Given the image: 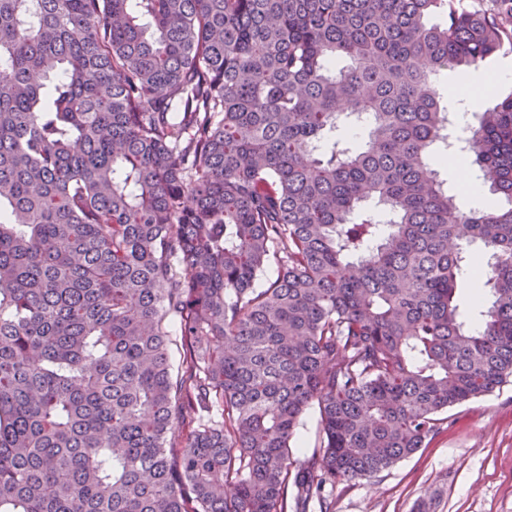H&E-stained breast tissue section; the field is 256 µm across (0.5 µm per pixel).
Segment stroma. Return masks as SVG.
Instances as JSON below:
<instances>
[{
    "instance_id": "stroma-1",
    "label": "stroma",
    "mask_w": 512,
    "mask_h": 512,
    "mask_svg": "<svg viewBox=\"0 0 512 512\" xmlns=\"http://www.w3.org/2000/svg\"><path fill=\"white\" fill-rule=\"evenodd\" d=\"M447 416L427 447L337 486L333 512H512V383Z\"/></svg>"
}]
</instances>
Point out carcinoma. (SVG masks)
<instances>
[{
	"mask_svg": "<svg viewBox=\"0 0 512 512\" xmlns=\"http://www.w3.org/2000/svg\"><path fill=\"white\" fill-rule=\"evenodd\" d=\"M506 44L512 0H0V512H330L512 383V95L483 209L435 168ZM472 74H460L456 73L454 75L448 76V79L442 82L439 86L440 92L445 100L448 101V103H451L452 107L455 111L456 116V125L455 130L456 132L460 133L461 128L465 126L466 124H470L473 119L471 117V112L475 109L477 100L475 102H469L466 99L462 98H454L451 96H448L447 90L448 87L460 85L463 83V81L469 77L467 80L464 89H462V93L466 92L469 96H476L479 90V83L480 79H478L477 75L470 76ZM463 100V101H462ZM464 108L468 110V112H464ZM462 123V126H461ZM466 160H467V163L469 166L470 175L472 177V189L471 190L467 191L465 189H461L460 186L457 184L452 172L446 168H442L439 166L438 169L440 170V178L445 180V182L448 183L449 191H455L457 193L459 191L458 196H459V199L465 209H468L469 207L477 209V208H479V202H478L477 196L473 192V186L475 184H477V182H475L474 177H473V170H472V166L470 164V159H466ZM319 431L318 410L312 408L303 416L301 424L291 440L294 457L302 459L311 455L314 448H317L320 444Z\"/></svg>",
	"mask_w": 512,
	"mask_h": 512,
	"instance_id": "cac0c4a2",
	"label": "carcinoma"
}]
</instances>
